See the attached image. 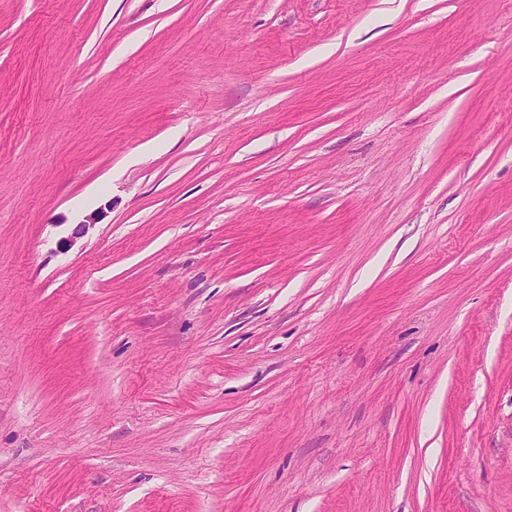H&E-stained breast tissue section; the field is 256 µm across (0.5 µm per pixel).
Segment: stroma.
<instances>
[{
    "label": "stroma",
    "instance_id": "stroma-1",
    "mask_svg": "<svg viewBox=\"0 0 512 512\" xmlns=\"http://www.w3.org/2000/svg\"><path fill=\"white\" fill-rule=\"evenodd\" d=\"M0 512H512V0H0Z\"/></svg>",
    "mask_w": 512,
    "mask_h": 512
}]
</instances>
